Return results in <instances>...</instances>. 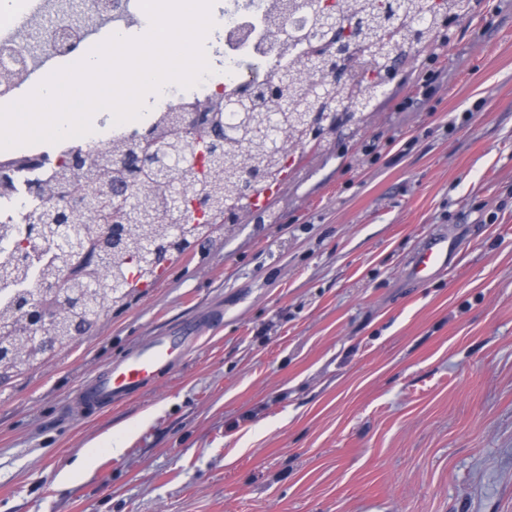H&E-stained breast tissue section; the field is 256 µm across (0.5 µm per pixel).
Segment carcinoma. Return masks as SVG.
<instances>
[{
  "mask_svg": "<svg viewBox=\"0 0 512 512\" xmlns=\"http://www.w3.org/2000/svg\"><path fill=\"white\" fill-rule=\"evenodd\" d=\"M473 8L474 0H331L327 6L323 0H276L267 18L268 30L277 44L269 65L288 75L285 92L290 99L302 104L311 97L316 73L322 70L321 61L339 42L347 40L352 44L359 72L335 89L330 102H315L319 111L279 113L280 122L289 130L288 141L283 144L274 141L269 127L264 135H258L256 119L245 116L241 138L225 142L223 152L215 157H204L201 170L171 173L172 179L187 186L185 201L204 195L210 199L211 210L207 217L198 218L189 207H184L186 219L179 227L178 239L170 242L165 253L156 259L146 255V244L165 241L174 231L164 224H140L136 213L126 216L132 221L130 236L119 249H112L94 218L76 211L69 215V220L79 226L80 252L55 248L56 229L48 224L42 230L43 246L32 251L24 262L18 259L17 241L27 221V209H22L24 217L18 222H0V342L11 346L9 361L0 362V382L32 371L39 360L25 338L16 335L20 305L35 296L36 281L65 271L68 291L85 299V307L73 309L62 320L58 349L63 350L75 341V337L65 334L67 324L80 322L92 327V313L100 315L109 306L127 305L139 285L154 284L170 265L192 253L199 242L211 239L224 226L238 224L246 217L264 222L267 211L258 201L288 176V160L294 152L322 150L341 127L359 130L368 117L362 108L374 104L384 94L382 75L409 63V45L434 42L446 27L443 19H463ZM53 11L56 15L68 14L76 26L89 27L101 19L95 13L73 10L72 4L64 0H54ZM152 134L165 138L173 155L187 149L206 150L205 143L173 133L169 112L158 122L130 136L115 138L99 150H118ZM248 164L263 167L264 176L242 193L233 171ZM72 190L76 194L91 190L106 194L90 172L77 176L72 181ZM135 191L141 195L140 209L144 212L161 202V197L146 186L137 185ZM108 256L112 257V264L103 273L100 266ZM102 273L110 289L90 292L88 285Z\"/></svg>",
  "mask_w": 512,
  "mask_h": 512,
  "instance_id": "carcinoma-1",
  "label": "carcinoma"
}]
</instances>
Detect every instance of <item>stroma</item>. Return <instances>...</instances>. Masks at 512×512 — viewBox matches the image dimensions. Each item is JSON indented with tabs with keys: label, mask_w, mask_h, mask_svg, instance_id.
Here are the masks:
<instances>
[{
	"label": "stroma",
	"mask_w": 512,
	"mask_h": 512,
	"mask_svg": "<svg viewBox=\"0 0 512 512\" xmlns=\"http://www.w3.org/2000/svg\"><path fill=\"white\" fill-rule=\"evenodd\" d=\"M424 52L431 99L399 111L419 73L395 78L363 129L296 163L270 222L215 234L0 385V512H512V0ZM436 235L449 264L415 279ZM219 305L155 383L72 405Z\"/></svg>",
	"instance_id": "stroma-1"
}]
</instances>
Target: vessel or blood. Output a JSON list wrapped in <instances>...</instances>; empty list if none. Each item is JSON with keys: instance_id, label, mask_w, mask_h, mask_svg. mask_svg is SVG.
I'll list each match as a JSON object with an SVG mask.
<instances>
[{"instance_id": "obj_1", "label": "vessel or blood", "mask_w": 512, "mask_h": 512, "mask_svg": "<svg viewBox=\"0 0 512 512\" xmlns=\"http://www.w3.org/2000/svg\"><path fill=\"white\" fill-rule=\"evenodd\" d=\"M449 251L447 238L431 239L414 262V275L427 278L445 267ZM199 330L196 322L182 325L110 363L75 392L74 406L94 412L147 387L189 354L199 339Z\"/></svg>"}]
</instances>
